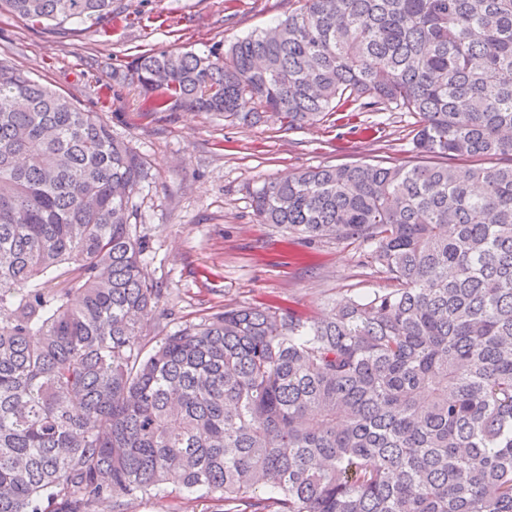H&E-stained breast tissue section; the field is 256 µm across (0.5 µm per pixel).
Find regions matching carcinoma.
<instances>
[{"instance_id": "obj_1", "label": "carcinoma", "mask_w": 512, "mask_h": 512, "mask_svg": "<svg viewBox=\"0 0 512 512\" xmlns=\"http://www.w3.org/2000/svg\"><path fill=\"white\" fill-rule=\"evenodd\" d=\"M206 55L144 53L157 111L416 116L425 164L308 168L263 224L354 240L393 282L313 320L237 306L148 346L132 223L147 170L0 62V512H96L170 487L224 512H512V0H299ZM34 24L112 0H0ZM494 156L491 167L466 161Z\"/></svg>"}]
</instances>
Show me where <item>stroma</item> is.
Returning <instances> with one entry per match:
<instances>
[{"label":"stroma","mask_w":512,"mask_h":512,"mask_svg":"<svg viewBox=\"0 0 512 512\" xmlns=\"http://www.w3.org/2000/svg\"><path fill=\"white\" fill-rule=\"evenodd\" d=\"M297 6V0H112L111 20L41 26L0 12V60L101 113L114 136L146 161L136 222L149 244L146 273L161 290L146 336L239 305L277 304L324 317L344 298L389 285L349 241L301 240L259 223L250 190L308 167L421 161L413 114L369 112V129L355 132L332 116L291 130L273 121L232 125L215 112L153 111L135 83L112 81L113 67L143 53L224 49ZM222 509L212 495L170 489L133 502L128 512Z\"/></svg>","instance_id":"1"}]
</instances>
